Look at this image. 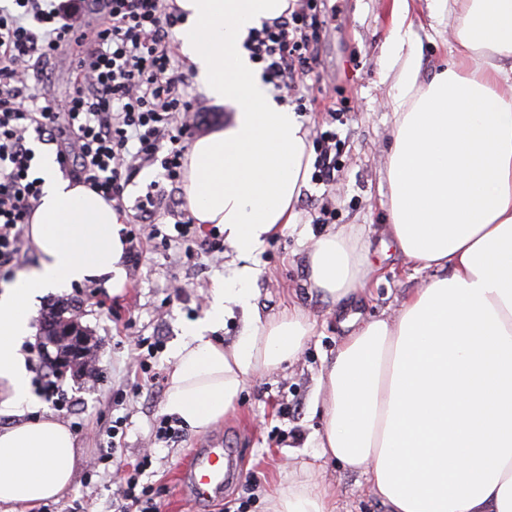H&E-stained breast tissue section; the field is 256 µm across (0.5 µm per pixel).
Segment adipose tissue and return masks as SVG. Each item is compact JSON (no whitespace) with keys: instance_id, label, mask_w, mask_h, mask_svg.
<instances>
[{"instance_id":"adipose-tissue-1","label":"adipose tissue","mask_w":512,"mask_h":512,"mask_svg":"<svg viewBox=\"0 0 512 512\" xmlns=\"http://www.w3.org/2000/svg\"><path fill=\"white\" fill-rule=\"evenodd\" d=\"M174 30L207 96L234 106L232 121L196 139L184 193L198 224H220L241 261L215 288L203 320L178 343L165 409L202 430L233 410L247 380L296 359L313 325L292 309L276 319L251 304L249 261L294 223L312 163L308 131L277 106L241 48L281 16L288 0H176ZM453 10L457 59L430 81L405 50L410 0H393L389 51L400 56L388 106L387 236L429 281L396 315L365 321L342 340L323 386L317 458L364 475L389 512H512V0H427ZM41 202L31 221L37 262L0 288V413L28 403L20 348L39 296L90 280L121 287L126 245L111 203L64 179L40 155ZM365 256L344 231L310 252V282L341 304L364 291ZM245 328L213 341L231 307ZM75 438L58 418L0 428V504H36L66 491ZM309 482L273 500L272 512H336Z\"/></svg>"}]
</instances>
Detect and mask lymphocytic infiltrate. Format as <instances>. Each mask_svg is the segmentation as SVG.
<instances>
[{
  "instance_id": "1",
  "label": "lymphocytic infiltrate",
  "mask_w": 512,
  "mask_h": 512,
  "mask_svg": "<svg viewBox=\"0 0 512 512\" xmlns=\"http://www.w3.org/2000/svg\"><path fill=\"white\" fill-rule=\"evenodd\" d=\"M105 18L87 25L85 0H0V276L11 274L24 228L40 203L42 180L33 174L34 131L59 143L58 158L81 183L125 207V192L144 168L159 166L152 193L139 197L127 232L129 260L141 262L145 243L185 246L187 257L210 261L224 251L212 231L198 238L187 210L172 211V232L156 220L157 200L184 176L185 153L196 127L197 97L180 65L172 37L181 14L173 0H103ZM328 25L318 0H288L284 14L252 30L251 59L277 92L296 93L318 63L317 44ZM81 41L65 111L50 92L33 93L31 63ZM152 464L144 455L123 477L112 512H158L160 492L142 483Z\"/></svg>"
}]
</instances>
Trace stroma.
Here are the masks:
<instances>
[{
  "label": "stroma",
  "instance_id": "35a3bbf8",
  "mask_svg": "<svg viewBox=\"0 0 512 512\" xmlns=\"http://www.w3.org/2000/svg\"><path fill=\"white\" fill-rule=\"evenodd\" d=\"M391 0H326L331 15L319 50L317 73L308 77L303 92L314 109L303 115L309 134L335 127L339 172L329 186L306 182L299 195L295 224L267 240L251 264L258 271L254 302L262 316L300 308L314 323L312 336L294 361L273 374L259 375L245 386L235 411L210 428L185 430L182 438L155 446L152 425L164 414V393H133L134 366L125 336L136 331L158 336L162 349L157 366L169 373L173 354L185 330L202 319L215 286L227 278L239 260L226 250L222 261L202 265L187 259L184 247H145L139 269H126L119 290L109 291L96 280L63 293L47 294L32 326L41 328V314L58 301L76 303L79 325L96 349L98 374L67 376L63 383L71 412H58L40 393L21 409L22 420L58 415L65 424L81 423L75 434L78 465L70 489L58 498L35 505H0V512H50L73 500H83L86 512H110L121 475L154 448L152 464L142 482L160 488V512H271L274 490L305 480L329 490L339 512H385L381 499L364 478L350 475L328 462L315 472L306 465L315 450L313 437L323 425L322 378L355 316L365 321L393 315L402 299L431 278L415 269L398 251L383 228L388 221L386 177L394 117L387 103L394 91L396 67L384 46L389 34ZM453 16L433 21L424 0L410 13L407 45L422 57L421 77L430 80L445 68L453 50L446 38ZM73 81L70 51H60L30 82L49 88L58 105H65ZM335 116H328V109ZM328 199L335 210L329 224L313 223L307 203ZM357 235L374 273L363 294L345 309L325 300L309 281V253L322 236L338 230ZM127 417L128 427L118 441L112 462L101 464L104 447L112 444L106 429L112 420ZM219 441L234 455L236 475L221 496L196 503L181 485L180 465L189 449Z\"/></svg>",
  "mask_w": 512,
  "mask_h": 512
}]
</instances>
